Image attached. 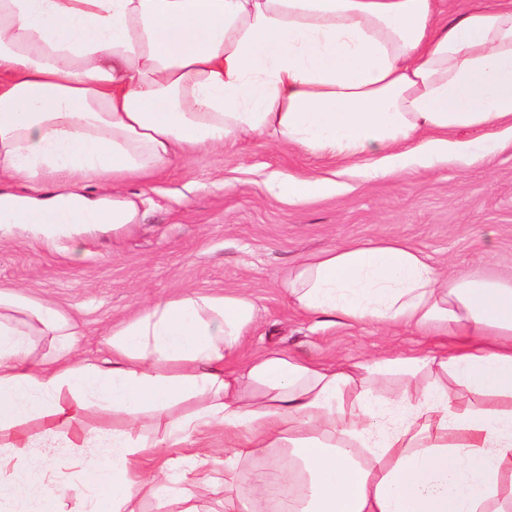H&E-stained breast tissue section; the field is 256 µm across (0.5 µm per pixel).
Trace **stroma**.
Returning <instances> with one entry per match:
<instances>
[{
    "label": "stroma",
    "mask_w": 512,
    "mask_h": 512,
    "mask_svg": "<svg viewBox=\"0 0 512 512\" xmlns=\"http://www.w3.org/2000/svg\"><path fill=\"white\" fill-rule=\"evenodd\" d=\"M328 177L340 190L292 205L263 190L272 176ZM142 220L45 237L0 230V290L47 302L72 320L79 359L107 355L112 327L159 299L246 292L257 299L249 350L277 347L313 362L447 350L444 336L300 314L282 281L313 253L355 240L401 239L447 271L512 270V146L462 171L410 170L364 180L358 169L269 138L202 148L150 183L132 181Z\"/></svg>",
    "instance_id": "35a3bbf8"
}]
</instances>
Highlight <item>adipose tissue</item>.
Returning <instances> with one entry per match:
<instances>
[{
  "mask_svg": "<svg viewBox=\"0 0 512 512\" xmlns=\"http://www.w3.org/2000/svg\"><path fill=\"white\" fill-rule=\"evenodd\" d=\"M439 0H0L1 224L45 236L140 220L124 183L201 146L268 136L365 180L471 168L512 144V0L441 15ZM474 138L455 139L459 130ZM273 178L267 194H336ZM283 286L337 324L453 336L447 354L323 365L277 348L242 355L247 293L161 299L112 328L109 359H75L68 316L0 290V512H47L32 447L93 448L78 512L144 498L201 512H512V278L443 277L396 240L320 251ZM30 314L54 337L33 362ZM35 323V324H36ZM112 431L72 433L85 412ZM43 418L40 439L20 432ZM163 419L162 434L149 426ZM196 452L178 481L169 449ZM160 463L161 474L147 470Z\"/></svg>",
  "mask_w": 512,
  "mask_h": 512,
  "instance_id": "1",
  "label": "adipose tissue"
}]
</instances>
